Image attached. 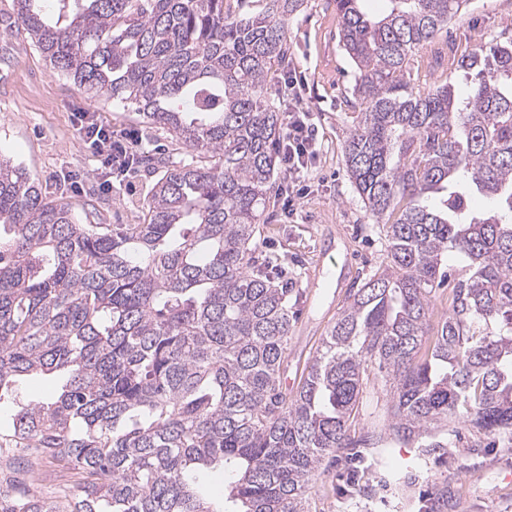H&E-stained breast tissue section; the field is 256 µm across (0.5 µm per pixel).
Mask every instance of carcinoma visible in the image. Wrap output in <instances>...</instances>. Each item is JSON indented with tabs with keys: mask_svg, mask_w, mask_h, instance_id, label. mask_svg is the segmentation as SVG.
<instances>
[{
	"mask_svg": "<svg viewBox=\"0 0 512 512\" xmlns=\"http://www.w3.org/2000/svg\"><path fill=\"white\" fill-rule=\"evenodd\" d=\"M42 2L14 0L15 23L55 70L214 163L143 156L164 168L144 223L112 225L79 223L0 160V403L23 376L63 379L55 400L16 405L0 444L21 452L0 469L32 456L82 477L70 499L15 477L0 512H223L198 481L218 463L238 476L235 512H304L325 458L381 443L351 434L374 371L399 440L450 415L512 432V39L458 51L442 32L467 0H389L380 19L336 0L361 105L346 171L388 252L290 391L288 289L255 253L284 133L264 90L302 0H237L243 15L228 0ZM440 70L466 73L467 92L421 91ZM472 193L493 206L472 210ZM450 252L467 265L424 352Z\"/></svg>",
	"mask_w": 512,
	"mask_h": 512,
	"instance_id": "1",
	"label": "carcinoma"
}]
</instances>
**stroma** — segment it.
<instances>
[{"mask_svg": "<svg viewBox=\"0 0 512 512\" xmlns=\"http://www.w3.org/2000/svg\"><path fill=\"white\" fill-rule=\"evenodd\" d=\"M290 65L276 71L267 95L282 112L309 114L315 153L293 208L284 196L267 205L257 254L278 266L294 320L282 383L295 389L323 336L346 308L353 289L382 267L387 242L373 223L345 169L343 147L351 130L346 104L354 67L339 43L335 0H304L286 21ZM449 34L468 52L492 38L512 35V0H468ZM295 88L287 90L285 79ZM78 112L93 113L114 135H134L140 151L165 150L172 162L191 161L171 136L151 129L135 105L80 91L54 71L14 25L13 0H0V157L24 167L49 192L71 205L83 224H138L159 171L111 172L81 145ZM56 379L35 376L17 385L16 399L0 404V425L14 402L49 401ZM390 396L381 377H370L358 405L356 432H384ZM441 445L385 440L357 480L342 465L322 462L310 477L305 512H512V433L488 436L449 418L434 430Z\"/></svg>", "mask_w": 512, "mask_h": 512, "instance_id": "35a3bbf8", "label": "stroma"}]
</instances>
